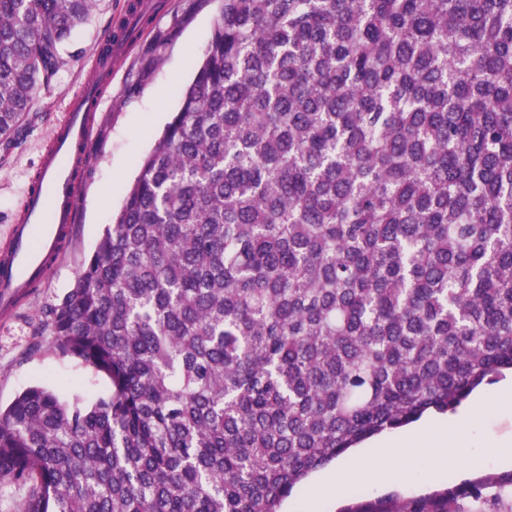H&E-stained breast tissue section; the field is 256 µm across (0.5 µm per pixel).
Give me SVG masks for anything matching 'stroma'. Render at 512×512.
Segmentation results:
<instances>
[{"label":"stroma","mask_w":512,"mask_h":512,"mask_svg":"<svg viewBox=\"0 0 512 512\" xmlns=\"http://www.w3.org/2000/svg\"><path fill=\"white\" fill-rule=\"evenodd\" d=\"M150 21L130 50L112 60V89L105 95L90 141L91 169L81 187L79 220L60 260L44 278L15 301L13 312L0 317V402L9 403L35 384L60 396L74 392L107 394L108 378L77 361L60 359L52 349V336L41 312L73 288L78 272L114 212L122 205L139 172L141 159L179 106L182 91L191 82L203 49L219 14L220 0H144ZM127 0H94L88 22L73 36L80 51L78 63L62 71L43 93L29 122L7 155H0V239L21 202L26 187L38 175L40 156L51 128L63 118L71 97L90 70L95 52L114 20L123 15ZM166 41L153 48L156 33ZM476 452L486 456L479 469L468 468L455 456L445 459L443 480L429 481L424 472L405 485L376 487L355 480L345 488H320L305 480L282 505L283 512H341L351 493L371 502L394 495L415 500L442 493L448 486L468 479L501 476L511 472L496 462L500 445L512 446V406L496 407L476 415L456 432Z\"/></svg>","instance_id":"35a3bbf8"}]
</instances>
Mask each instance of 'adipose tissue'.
<instances>
[{"instance_id":"ef3b65f1","label":"adipose tissue","mask_w":512,"mask_h":512,"mask_svg":"<svg viewBox=\"0 0 512 512\" xmlns=\"http://www.w3.org/2000/svg\"><path fill=\"white\" fill-rule=\"evenodd\" d=\"M494 402L478 395L472 400L468 413L448 421L428 419L398 434L387 437L362 450L347 464H339L327 482L333 486L362 477L371 478L375 484L389 485L410 479L417 465H426L429 479L442 478V448L452 447L454 454L468 465L476 466L480 457L469 445L453 443L457 429L468 419L469 413H481L493 407Z\"/></svg>"}]
</instances>
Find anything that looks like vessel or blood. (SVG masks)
Wrapping results in <instances>:
<instances>
[{
	"label": "vessel or blood",
	"instance_id": "obj_1",
	"mask_svg": "<svg viewBox=\"0 0 512 512\" xmlns=\"http://www.w3.org/2000/svg\"><path fill=\"white\" fill-rule=\"evenodd\" d=\"M104 93L83 83L55 125L6 240L0 242V310L30 288L46 265L60 257L77 222L79 185L91 165L89 143Z\"/></svg>",
	"mask_w": 512,
	"mask_h": 512
}]
</instances>
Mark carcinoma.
Here are the masks:
<instances>
[{
	"label": "carcinoma",
	"mask_w": 512,
	"mask_h": 512,
	"mask_svg": "<svg viewBox=\"0 0 512 512\" xmlns=\"http://www.w3.org/2000/svg\"><path fill=\"white\" fill-rule=\"evenodd\" d=\"M94 0H0V144ZM109 394L0 408L15 512H280L308 475L512 370V0H222L73 288ZM512 512V474L443 493ZM341 512H431L425 500Z\"/></svg>",
	"instance_id": "obj_1"
}]
</instances>
